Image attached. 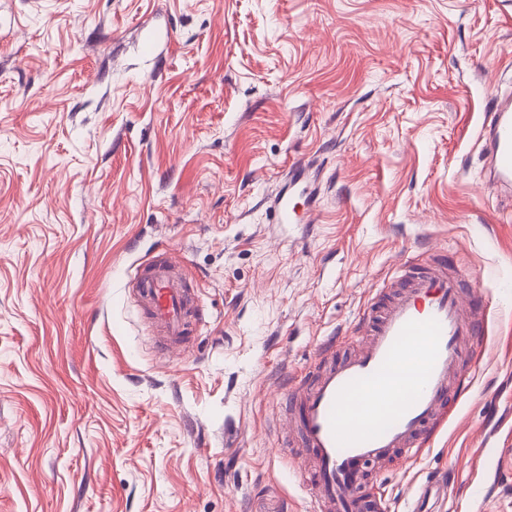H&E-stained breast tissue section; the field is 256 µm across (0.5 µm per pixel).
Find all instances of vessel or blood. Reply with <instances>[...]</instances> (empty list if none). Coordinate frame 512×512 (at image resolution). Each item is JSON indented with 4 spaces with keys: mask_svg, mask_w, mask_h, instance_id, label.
<instances>
[{
    "mask_svg": "<svg viewBox=\"0 0 512 512\" xmlns=\"http://www.w3.org/2000/svg\"><path fill=\"white\" fill-rule=\"evenodd\" d=\"M484 138L489 184L511 189V99L497 101ZM395 286L379 313L360 318L367 332L361 348L340 357L329 338L314 382L288 391L295 430L311 453L319 512H383L382 497L359 491L364 466L399 451L422 452L445 422V404L470 389L462 350L485 334L482 302L465 294L444 253L432 255L425 271L402 270ZM135 287L148 319L170 342L185 336L186 286L170 262L145 264ZM448 495L446 483L427 482L409 512H437Z\"/></svg>",
    "mask_w": 512,
    "mask_h": 512,
    "instance_id": "1",
    "label": "vessel or blood"
}]
</instances>
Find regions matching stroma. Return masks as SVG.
<instances>
[{
  "label": "stroma",
  "mask_w": 512,
  "mask_h": 512,
  "mask_svg": "<svg viewBox=\"0 0 512 512\" xmlns=\"http://www.w3.org/2000/svg\"><path fill=\"white\" fill-rule=\"evenodd\" d=\"M510 92L512 0H0V512H315L290 382L438 251L487 303L472 388L362 490L405 512L448 471L474 512L512 414L479 139ZM168 258L195 303L169 350L129 290ZM500 445L484 512H512V421Z\"/></svg>",
  "instance_id": "1"
}]
</instances>
